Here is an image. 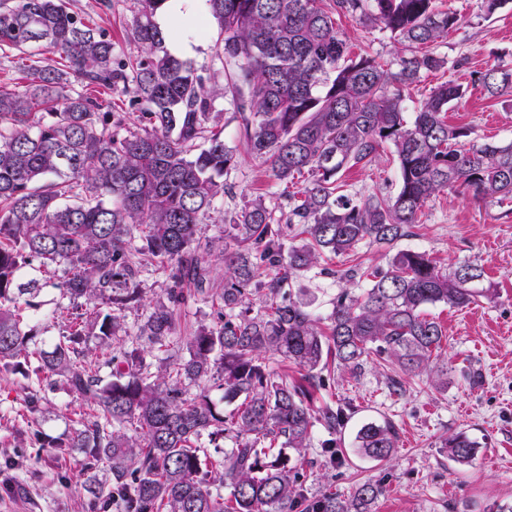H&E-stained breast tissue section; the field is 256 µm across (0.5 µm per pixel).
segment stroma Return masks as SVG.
I'll return each instance as SVG.
<instances>
[{"label": "stroma", "instance_id": "35a3bbf8", "mask_svg": "<svg viewBox=\"0 0 512 512\" xmlns=\"http://www.w3.org/2000/svg\"><path fill=\"white\" fill-rule=\"evenodd\" d=\"M68 7L93 19L113 42L133 53L137 45L132 32L135 0H66ZM439 9L455 12L458 30L439 40L436 50L447 58L448 67L423 74L408 110L426 98L441 83L453 81L468 86L465 102L450 109V125L470 130L472 139L512 141V97L490 98L472 84L476 72L498 64L512 68V0L493 18H483L478 0H437ZM337 25L352 52L366 49L381 62L396 61L400 46L390 33L340 18ZM195 44L189 60L217 89L213 102L215 122L224 128V141L237 154V165L224 179V196L202 226L200 246L218 242L224 224L240 213L255 196L278 198L281 192L268 177V165L250 154L243 141L241 120L229 104L224 64L217 54L220 28L208 19L191 36ZM465 68H455L459 58ZM350 189L368 195L397 190V172L390 152L366 169L346 172ZM400 249L426 252L440 266L469 261L482 266L485 277L498 291L495 302L484 301L466 308L445 305L431 313L445 332L442 354L448 361L447 387L434 388L427 375L407 379L402 389L390 387L386 369L378 357H369L361 371L325 370L321 373L317 399L352 407L351 419L336 438L342 451L341 466L327 464L320 443L326 434L314 427L304 467L303 486L308 496L333 493L350 497L363 483L383 485L384 493L373 512H486L492 503L512 502V199L490 202L471 194L448 191L429 200L411 236L396 243ZM339 256L327 261V273L311 270L296 278V285L309 288L315 312L326 314L340 289L332 272L350 266ZM42 319L36 324L38 345H48L66 335L77 314L58 289L46 287L39 296ZM30 361L26 375L0 373V452L26 440L21 467L0 469V512H85L90 497L82 474L80 453L58 455L41 448L38 434L67 437L80 428L90 408L86 400L70 391L62 380H49ZM42 398L39 411H31L32 395ZM392 422L397 444L387 462L358 456L354 437L368 422ZM464 431L480 449L471 464L450 461L442 448L448 435Z\"/></svg>", "mask_w": 512, "mask_h": 512}]
</instances>
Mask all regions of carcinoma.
Segmentation results:
<instances>
[{
  "instance_id": "1",
  "label": "carcinoma",
  "mask_w": 512,
  "mask_h": 512,
  "mask_svg": "<svg viewBox=\"0 0 512 512\" xmlns=\"http://www.w3.org/2000/svg\"><path fill=\"white\" fill-rule=\"evenodd\" d=\"M162 2L136 0L135 54L117 51L65 0L0 3V48L31 61L26 84H0V372L24 375L34 358L94 405L68 437L40 438L62 456L83 455L92 512L113 503L119 512H367L382 494L379 482L362 484L350 499L303 495L312 429L327 432L321 447L336 464V435L350 419L340 406L313 404L318 373L331 363L359 370L374 354L400 388L439 357L444 334L427 307L490 302L495 289L470 262L441 268L424 252L397 250L370 270L359 248L412 235L428 200L446 191L512 198V142L464 143L469 130L445 121L466 96L452 81L407 118L421 74L447 65L434 46L460 22L434 0H206L221 28L247 149L278 184L306 177L285 194V223L260 196L224 229L217 246L224 287L213 288L197 235L237 155L212 122L216 91L166 48L167 35L187 28L177 22L162 31L155 21ZM341 16L390 32L409 55L394 71L367 50L352 53L336 27ZM43 51L58 61L38 64ZM477 82L489 97L512 95V68L492 65ZM114 90L138 106V128L100 96ZM388 146L397 191L346 190L345 172L371 165ZM342 255L355 264L336 272L321 266ZM262 266L273 276L259 279ZM318 266L349 283L324 320L311 300L286 291ZM150 267L169 269L171 286L125 342L122 312L141 305L139 276ZM361 280L366 287H352ZM50 282L70 301L93 305L92 326L99 344L114 347L111 356L87 359L78 323L51 350L31 348L36 298ZM188 284L219 306L218 321L176 336L175 309L191 295ZM256 296L264 307L254 313ZM176 343L187 356L162 358L156 369L146 360ZM268 356L304 371L301 381H288ZM216 373L224 402L234 405L227 414L203 386ZM205 438L232 447L212 461ZM396 438L392 423H367L355 448L387 461ZM442 447L468 465L480 444L458 432Z\"/></svg>"
}]
</instances>
